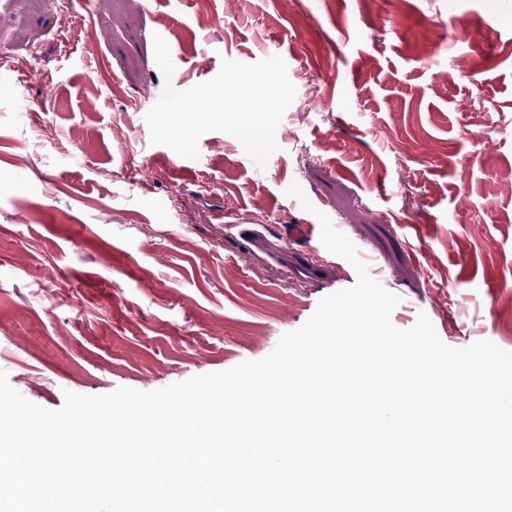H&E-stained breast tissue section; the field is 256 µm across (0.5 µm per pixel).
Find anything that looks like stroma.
Listing matches in <instances>:
<instances>
[{"label":"stroma","instance_id":"1","mask_svg":"<svg viewBox=\"0 0 512 512\" xmlns=\"http://www.w3.org/2000/svg\"><path fill=\"white\" fill-rule=\"evenodd\" d=\"M0 0V371L55 410L64 391H153L270 354L352 266L319 238L329 281L251 257L325 213L401 329L512 351V0ZM492 24L491 40L472 33ZM275 55L296 96L258 167L210 132L198 159L150 142L165 78ZM299 185L308 206L288 195ZM178 193V211L167 197Z\"/></svg>","mask_w":512,"mask_h":512}]
</instances>
